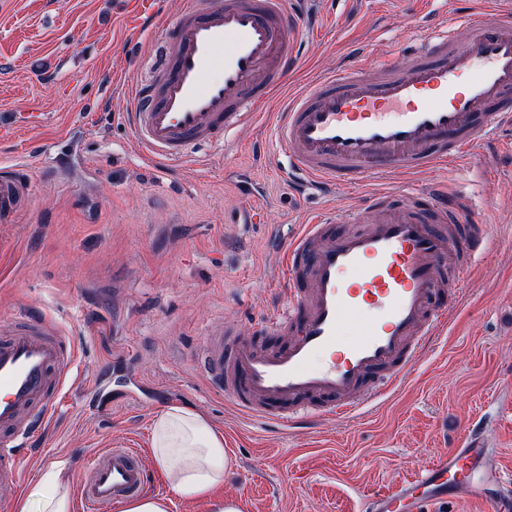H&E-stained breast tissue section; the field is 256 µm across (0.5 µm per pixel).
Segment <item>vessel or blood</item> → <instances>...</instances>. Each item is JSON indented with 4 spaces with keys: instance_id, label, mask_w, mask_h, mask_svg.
Here are the masks:
<instances>
[{
    "instance_id": "vessel-or-blood-1",
    "label": "vessel or blood",
    "mask_w": 512,
    "mask_h": 512,
    "mask_svg": "<svg viewBox=\"0 0 512 512\" xmlns=\"http://www.w3.org/2000/svg\"><path fill=\"white\" fill-rule=\"evenodd\" d=\"M298 13L288 0H213L183 10L165 34L127 115L136 152L153 165L182 163L223 143L255 102L280 90L297 63ZM277 137L310 195L342 183L391 180L448 162L512 125V0H480L460 25L428 33L400 66L367 71L352 57L284 97ZM25 168L0 171V220L28 203ZM413 194L382 190L360 211L313 217L282 246L288 301L266 323L284 344L263 348L211 326L198 371L254 424L298 428L315 417L356 420L403 386L430 341L463 300L466 269L487 246L484 225L454 237L469 200L449 183ZM374 213L372 228L334 225ZM77 350L56 324L31 311L0 322V503L20 491V463L58 417ZM82 512H116L151 486L139 449L110 445L89 460ZM504 479L479 433L386 490L357 512H429L454 495L512 512Z\"/></svg>"
}]
</instances>
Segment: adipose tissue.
<instances>
[{"label": "adipose tissue", "mask_w": 512, "mask_h": 512, "mask_svg": "<svg viewBox=\"0 0 512 512\" xmlns=\"http://www.w3.org/2000/svg\"><path fill=\"white\" fill-rule=\"evenodd\" d=\"M152 456L165 473L172 491L184 499L208 501L212 512H239L232 499L213 498L223 485L227 456L224 437L201 413L172 406L155 417L151 435ZM62 466L44 473L41 483L48 487L37 506L21 502L16 512H71L68 486Z\"/></svg>", "instance_id": "adipose-tissue-1"}]
</instances>
